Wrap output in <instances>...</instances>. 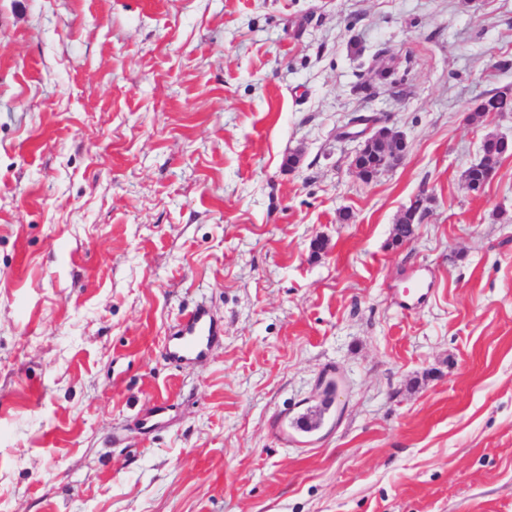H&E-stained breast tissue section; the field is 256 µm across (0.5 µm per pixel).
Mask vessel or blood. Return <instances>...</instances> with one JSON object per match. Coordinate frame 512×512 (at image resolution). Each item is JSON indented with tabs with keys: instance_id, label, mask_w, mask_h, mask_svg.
<instances>
[{
	"instance_id": "b4317fda",
	"label": "vessel or blood",
	"mask_w": 512,
	"mask_h": 512,
	"mask_svg": "<svg viewBox=\"0 0 512 512\" xmlns=\"http://www.w3.org/2000/svg\"><path fill=\"white\" fill-rule=\"evenodd\" d=\"M220 335V327L209 309L197 306L190 311L172 333L163 350L168 359L181 364L204 359ZM331 400H324L320 409L301 407L282 417L274 431L287 444L306 445L307 439L319 433L332 412Z\"/></svg>"
}]
</instances>
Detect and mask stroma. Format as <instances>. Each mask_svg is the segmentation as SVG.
<instances>
[{
	"mask_svg": "<svg viewBox=\"0 0 512 512\" xmlns=\"http://www.w3.org/2000/svg\"><path fill=\"white\" fill-rule=\"evenodd\" d=\"M503 59L512 0H0V512H512ZM353 112L407 141L368 183ZM504 92L510 91L509 89H506L503 92L496 91L493 94L483 98L471 113V120L479 121L490 113L506 114L512 112V94L508 95ZM482 150L486 163L485 165L474 168L470 171V180L476 188L478 186H482L484 190L486 185L489 183L495 164L500 159L512 155V144H505L502 138L492 136L484 141ZM219 336V324L207 307L199 305L182 319L163 350L174 363L199 361ZM333 402L324 400L319 410L311 407H300L289 416H283L274 425V431L286 444L307 446L314 441L306 439L319 433L327 417L332 413Z\"/></svg>",
	"mask_w": 512,
	"mask_h": 512,
	"instance_id": "obj_1",
	"label": "stroma"
}]
</instances>
